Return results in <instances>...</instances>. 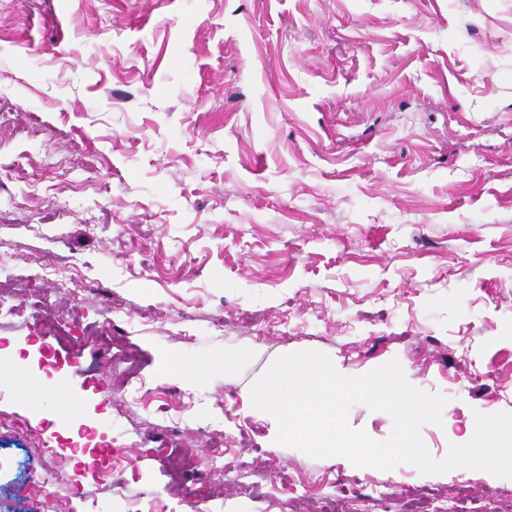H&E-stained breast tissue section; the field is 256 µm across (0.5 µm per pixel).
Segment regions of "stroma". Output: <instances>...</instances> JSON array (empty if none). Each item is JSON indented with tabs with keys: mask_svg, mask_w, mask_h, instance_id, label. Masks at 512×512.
Segmentation results:
<instances>
[{
	"mask_svg": "<svg viewBox=\"0 0 512 512\" xmlns=\"http://www.w3.org/2000/svg\"><path fill=\"white\" fill-rule=\"evenodd\" d=\"M0 249V418L41 440L0 431V512L40 466L55 512H189L177 431L224 439L198 512H512L510 478L281 446L250 396L293 352L398 360L448 399L437 459L512 412V0H0Z\"/></svg>",
	"mask_w": 512,
	"mask_h": 512,
	"instance_id": "obj_1",
	"label": "stroma"
}]
</instances>
